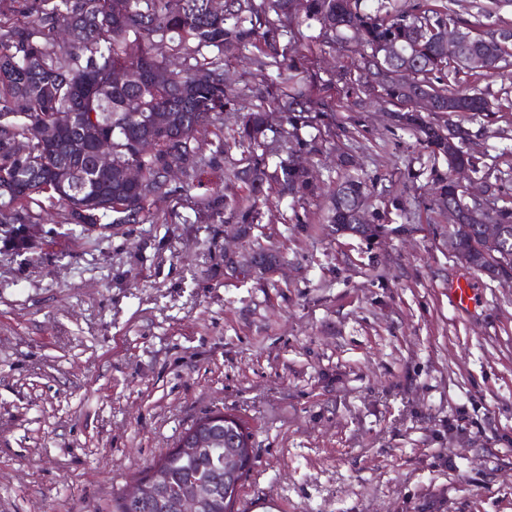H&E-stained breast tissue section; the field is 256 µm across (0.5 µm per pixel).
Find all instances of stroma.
I'll return each mask as SVG.
<instances>
[{"instance_id": "1", "label": "stroma", "mask_w": 512, "mask_h": 512, "mask_svg": "<svg viewBox=\"0 0 512 512\" xmlns=\"http://www.w3.org/2000/svg\"><path fill=\"white\" fill-rule=\"evenodd\" d=\"M319 32L293 35L342 134L311 162L328 192L348 152L385 233L332 234L324 197L291 224L289 200L271 197L256 234L284 265L244 282L225 276L224 250L251 244L197 219L223 168L199 171L183 200L157 195L144 224L69 227L49 208L34 248L0 253V512H113L215 408L253 433L235 512H512V285L449 248L430 207L446 162L386 104L347 111L346 59ZM224 69L248 107L288 84L236 51ZM240 121L225 113L198 138L224 141L241 168ZM469 126L511 200L512 113ZM463 279L474 301L459 309L449 290Z\"/></svg>"}]
</instances>
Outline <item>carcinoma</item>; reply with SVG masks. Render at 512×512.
<instances>
[{"mask_svg": "<svg viewBox=\"0 0 512 512\" xmlns=\"http://www.w3.org/2000/svg\"><path fill=\"white\" fill-rule=\"evenodd\" d=\"M19 7L0 9V248L21 253L33 248L30 225L42 217L43 201L64 209V223L109 226L144 224L151 205L163 189L188 194L190 184L174 188L163 177L172 164L189 177L224 159V142L209 150L196 137L198 128L224 124V113L240 110L241 92L224 71V53L252 51L256 70H288L291 87L282 104L288 129H275L268 111L260 106L243 117L239 137L248 145L244 168L227 174L224 189L204 205L208 220L239 224L240 236H251L262 223L269 193L303 203L320 195V181L301 167L295 155H316L326 142L322 128L332 111L300 76L295 58L301 54L291 42V24L315 21L321 34L350 58L338 75L350 92L349 111L361 109L365 98L393 106L395 124L410 132L448 169L435 171L433 205L438 209L469 203L453 179L466 163L473 172L492 177L491 170L464 150L470 132L463 126L425 119L407 108L413 98L427 94L443 112L448 102L455 112L473 117L512 112V98H490V93L468 83V56L488 60L485 75L494 78L512 67V30H484L476 21L456 13L449 0H14ZM463 35L460 53L445 56L448 27ZM183 58L171 69L167 56ZM371 66L380 75L373 88L351 79V72ZM122 68L124 83L112 80ZM166 76L156 82L150 72ZM58 114L71 121L56 125ZM310 128L316 133L302 136ZM112 141V168L97 166L95 142ZM283 142L281 152L268 150ZM19 142L28 153L15 152ZM349 154H341L342 170L331 195L328 223L335 233L359 232L354 210L372 192L367 181L348 172ZM136 168L132 182L127 170ZM248 184L250 197L238 198L232 188ZM493 193L490 205L504 227L505 253L489 260L478 248L479 230L462 224L457 250L478 268L496 267L512 277V205H499ZM204 413L178 437L175 445L139 479L147 487L139 500L120 497L116 512H177L184 497L199 502V512H232L242 481L252 466L250 432L225 436L205 444L200 423Z\"/></svg>", "mask_w": 512, "mask_h": 512, "instance_id": "carcinoma-1", "label": "carcinoma"}]
</instances>
